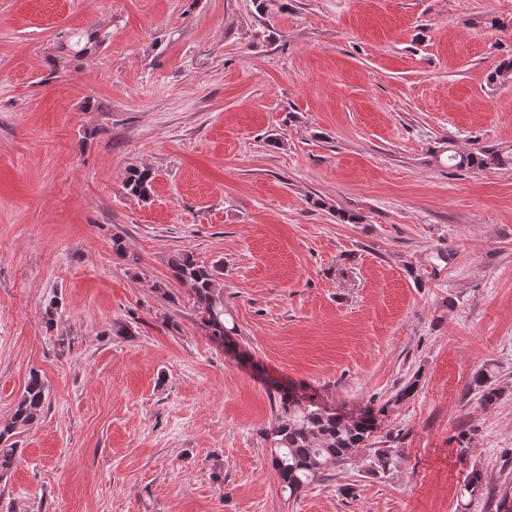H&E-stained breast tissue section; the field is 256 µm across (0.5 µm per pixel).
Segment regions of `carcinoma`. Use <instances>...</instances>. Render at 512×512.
<instances>
[{"instance_id": "1", "label": "carcinoma", "mask_w": 512, "mask_h": 512, "mask_svg": "<svg viewBox=\"0 0 512 512\" xmlns=\"http://www.w3.org/2000/svg\"><path fill=\"white\" fill-rule=\"evenodd\" d=\"M489 81H512V58L499 62L489 73ZM512 163V152L494 145L477 146L472 151H450L448 167L459 170H483ZM155 181L148 168L129 169L123 182L126 194L145 200ZM173 276L194 297L199 324L205 335L217 346L233 340L236 326L230 324L224 310V294L219 281L224 276V266L216 262L210 267L196 262L193 253H179L170 262ZM477 395L485 406L502 396L496 375L489 369H480L473 376ZM417 381L410 380L392 395L377 412L367 411L353 422L345 421L342 413L319 403H301L290 392L278 389L273 395L274 422L263 430L270 444V466L279 485L288 497L297 498L314 483L328 477V472L344 465L360 448L367 447L377 425L378 416L410 397ZM49 389L41 375L30 373L24 391L18 400L10 421L0 426V479L13 467L18 448L11 438L19 431L38 421L45 408ZM392 455L387 448L375 450L369 460V471L375 475L391 469ZM482 474L471 469L463 479V491L474 498L482 493Z\"/></svg>"}]
</instances>
